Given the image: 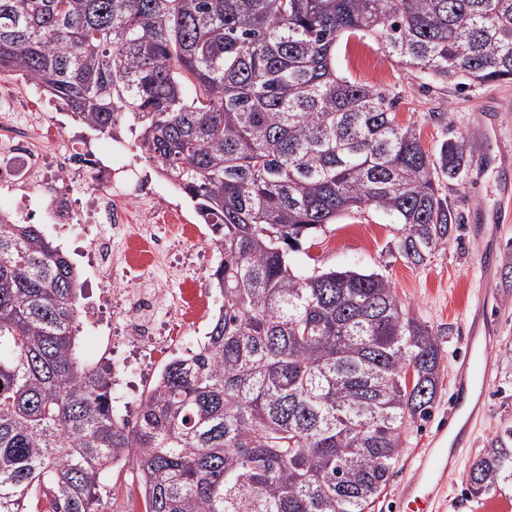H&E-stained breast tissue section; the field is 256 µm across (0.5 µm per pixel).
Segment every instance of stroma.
<instances>
[{"instance_id":"stroma-1","label":"stroma","mask_w":512,"mask_h":512,"mask_svg":"<svg viewBox=\"0 0 512 512\" xmlns=\"http://www.w3.org/2000/svg\"><path fill=\"white\" fill-rule=\"evenodd\" d=\"M355 48L380 61L382 77H373L353 61L350 52ZM336 70L394 102L398 120L416 128L425 149L438 151L442 141L451 138L464 143L467 155L463 180L443 181L441 190L457 228L422 265L400 257L399 225L373 209L341 216L290 255L292 266L305 271L353 268L384 276L413 316L432 328L444 351L432 412L408 430L398 465L374 512H407L402 493L420 457L436 448L440 434L462 427L467 430L465 443L449 459L445 479L433 483L434 512H512V488L477 502L467 485L473 461L502 427L512 426V365L502 359L504 351L512 350V80L458 87L398 63L370 37L350 40L348 50H337ZM40 229L82 271L81 322L98 323L91 336H79L80 359L95 353L118 368H132L129 393L132 402H140L163 362L113 347L111 319L93 316L105 297L96 271L81 255V242L57 224L44 223ZM471 342L479 348L491 346L493 380L487 388L472 387L467 408L455 415L451 409L456 385Z\"/></svg>"}]
</instances>
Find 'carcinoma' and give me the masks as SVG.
I'll return each instance as SVG.
<instances>
[{"instance_id":"carcinoma-1","label":"carcinoma","mask_w":512,"mask_h":512,"mask_svg":"<svg viewBox=\"0 0 512 512\" xmlns=\"http://www.w3.org/2000/svg\"><path fill=\"white\" fill-rule=\"evenodd\" d=\"M455 83L512 80V0H0V74L133 146L192 202L218 255L205 342L170 360L134 421L112 364L79 362L80 275L34 224L0 215V512H99L112 462L136 463L143 512H374L443 350L391 283L297 272L289 254L348 211L401 225L420 265L457 218L426 150L336 47ZM512 486V426L468 473Z\"/></svg>"}]
</instances>
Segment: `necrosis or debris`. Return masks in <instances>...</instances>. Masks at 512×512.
Instances as JSON below:
<instances>
[{"label": "necrosis or debris", "instance_id": "4bbe7bcc", "mask_svg": "<svg viewBox=\"0 0 512 512\" xmlns=\"http://www.w3.org/2000/svg\"><path fill=\"white\" fill-rule=\"evenodd\" d=\"M133 150L118 139L105 147L71 139L57 113L0 97V190L12 199L0 213L29 223L36 199L53 223L83 225L88 261L101 272L112 301L117 343L150 356L168 349L171 330H190L196 310L213 300L204 293L188 305L183 294L156 286V265L168 261L176 245H184L187 262H200L194 247L201 229L157 223L174 204L150 184L134 193L115 188L112 160ZM162 314L168 319L163 328Z\"/></svg>", "mask_w": 512, "mask_h": 512}]
</instances>
